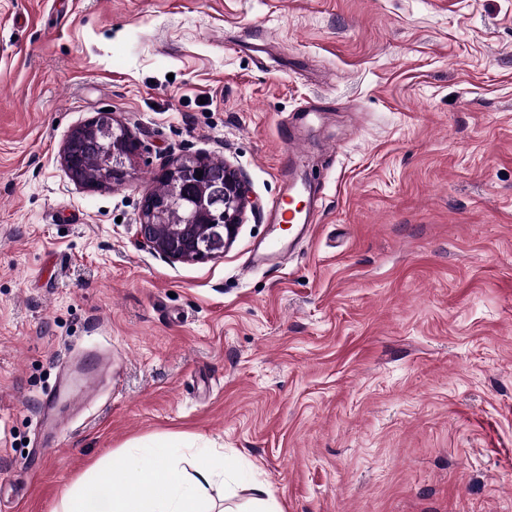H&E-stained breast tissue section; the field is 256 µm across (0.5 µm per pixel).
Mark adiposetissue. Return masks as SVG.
I'll use <instances>...</instances> for the list:
<instances>
[{
    "label": "adipose tissue",
    "mask_w": 512,
    "mask_h": 512,
    "mask_svg": "<svg viewBox=\"0 0 512 512\" xmlns=\"http://www.w3.org/2000/svg\"><path fill=\"white\" fill-rule=\"evenodd\" d=\"M118 466L100 473L101 480L122 482L103 510H96L98 487H76L63 498L60 512H218L212 492L225 484L214 471L207 452H199L190 467H181L171 455L122 454Z\"/></svg>",
    "instance_id": "adipose-tissue-1"
}]
</instances>
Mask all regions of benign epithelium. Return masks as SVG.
I'll list each match as a JSON object with an SVG mask.
<instances>
[{
    "instance_id": "7a95c632",
    "label": "benign epithelium",
    "mask_w": 512,
    "mask_h": 512,
    "mask_svg": "<svg viewBox=\"0 0 512 512\" xmlns=\"http://www.w3.org/2000/svg\"><path fill=\"white\" fill-rule=\"evenodd\" d=\"M102 137L112 157L98 181L87 180L77 162L78 148L87 138ZM137 151L130 134L118 135L112 118L102 114L80 128L63 149V163L71 179L86 186L97 183L119 185L127 176L126 161ZM203 159L179 160L160 172V179L169 181L176 189L195 187L193 224H159L157 217L167 210L165 201L153 191H144L140 201V224L137 234L140 243L150 251L170 261H204L224 255L235 240L250 204V187L243 176L230 165H224V178L206 180L197 177Z\"/></svg>"
}]
</instances>
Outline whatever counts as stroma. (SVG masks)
Returning a JSON list of instances; mask_svg holds the SVG:
<instances>
[{"label": "stroma", "mask_w": 512, "mask_h": 512, "mask_svg": "<svg viewBox=\"0 0 512 512\" xmlns=\"http://www.w3.org/2000/svg\"><path fill=\"white\" fill-rule=\"evenodd\" d=\"M106 109L138 154L82 187L63 147ZM187 156L257 201L217 259L138 239ZM288 169L317 216L249 268ZM105 351L42 450L61 367ZM164 443L223 455L235 512L255 483L277 512H512V0H0V512Z\"/></svg>", "instance_id": "stroma-1"}]
</instances>
